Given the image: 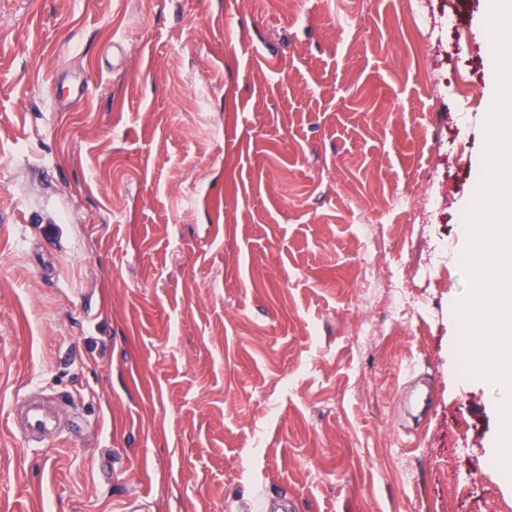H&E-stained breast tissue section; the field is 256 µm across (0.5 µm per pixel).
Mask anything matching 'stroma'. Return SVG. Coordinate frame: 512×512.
Listing matches in <instances>:
<instances>
[{
	"label": "stroma",
	"instance_id": "stroma-1",
	"mask_svg": "<svg viewBox=\"0 0 512 512\" xmlns=\"http://www.w3.org/2000/svg\"><path fill=\"white\" fill-rule=\"evenodd\" d=\"M422 2L0 0V512H512L451 314L495 66ZM9 423L12 431L16 430L30 441L44 442L58 437L56 416L36 401L28 400L13 407Z\"/></svg>",
	"mask_w": 512,
	"mask_h": 512
}]
</instances>
